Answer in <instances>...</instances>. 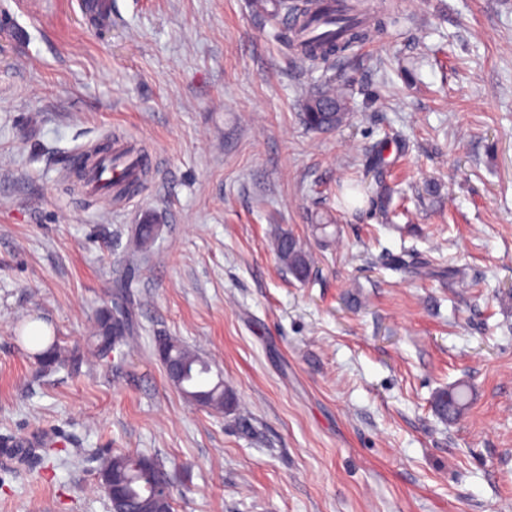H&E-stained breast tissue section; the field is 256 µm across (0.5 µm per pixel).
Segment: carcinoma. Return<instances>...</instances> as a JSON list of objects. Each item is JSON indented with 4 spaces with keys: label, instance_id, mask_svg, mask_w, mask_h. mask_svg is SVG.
Instances as JSON below:
<instances>
[{
    "label": "carcinoma",
    "instance_id": "cac0c4a2",
    "mask_svg": "<svg viewBox=\"0 0 512 512\" xmlns=\"http://www.w3.org/2000/svg\"><path fill=\"white\" fill-rule=\"evenodd\" d=\"M319 0H252L251 7L258 15L292 18L288 28V49L316 70L331 58L345 57L354 47L371 41L382 29L374 22L362 0H354L346 9L325 12L318 8ZM350 111V84L341 79H328L319 84L305 101L301 113L303 124L310 130L334 129L344 123ZM158 232V225L146 222L135 231V249L146 253ZM274 249L279 261L298 280L307 278L311 255L299 240L288 232L274 237ZM134 302L126 289L119 285L112 293V306L101 309L94 320L90 345L86 354L97 360L111 355L121 356L136 340ZM27 340L38 348V361L46 368L66 365L81 357V350L62 346L58 336H29ZM157 350L164 363L178 368L174 383L190 402L215 411H231L235 396L224 386L222 377L213 381L211 367L195 351L171 338H161ZM436 415L453 421L470 407L467 390L459 385L441 389L434 395ZM100 486L110 493L112 483L124 487L127 512H174L172 493L156 495L159 481L169 475L156 458L140 454L116 452L103 458L98 468Z\"/></svg>",
    "mask_w": 512,
    "mask_h": 512
}]
</instances>
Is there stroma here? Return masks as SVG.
Masks as SVG:
<instances>
[{
  "mask_svg": "<svg viewBox=\"0 0 512 512\" xmlns=\"http://www.w3.org/2000/svg\"><path fill=\"white\" fill-rule=\"evenodd\" d=\"M85 2L0 0V512H111L115 452L173 469L175 512H512V0H371L385 28L323 133L299 113L337 60L310 70L250 0H109L100 24ZM116 135L154 166L103 211L73 156ZM120 284L122 358L47 370L17 340L34 319L86 347ZM161 336L236 410L188 403ZM457 383L447 423L432 400ZM40 437L55 464L13 455ZM273 244L282 265L297 280H305L311 267V255L305 246L288 232L276 234ZM448 397V400H447ZM433 407L436 415L444 421H453L470 407L467 390L459 385L451 389H440L434 395Z\"/></svg>",
  "mask_w": 512,
  "mask_h": 512,
  "instance_id": "stroma-1",
  "label": "stroma"
}]
</instances>
